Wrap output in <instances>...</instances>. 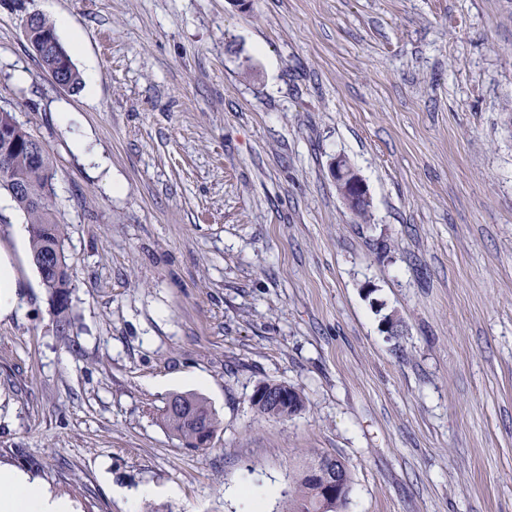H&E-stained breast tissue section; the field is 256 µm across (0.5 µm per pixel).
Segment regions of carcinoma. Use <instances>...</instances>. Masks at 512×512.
<instances>
[{
  "instance_id": "cac0c4a2",
  "label": "carcinoma",
  "mask_w": 512,
  "mask_h": 512,
  "mask_svg": "<svg viewBox=\"0 0 512 512\" xmlns=\"http://www.w3.org/2000/svg\"><path fill=\"white\" fill-rule=\"evenodd\" d=\"M18 137L11 144L0 139V191L11 195L27 218L31 259L53 308L57 331L63 335L73 329L75 316L72 304L73 269L64 249L65 229L59 222L52 204L55 177L50 154H45L43 167L37 171L29 163L27 141L31 133L24 125L17 127ZM19 181L31 183L39 200L13 193ZM160 422L179 438L182 445L192 450H204L220 427L221 421L206 398L197 393H176L170 396L162 409ZM308 469L299 470L295 490L283 501L280 512H318L316 486L307 478Z\"/></svg>"
}]
</instances>
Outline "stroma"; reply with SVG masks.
<instances>
[{
  "label": "stroma",
  "instance_id": "35a3bbf8",
  "mask_svg": "<svg viewBox=\"0 0 512 512\" xmlns=\"http://www.w3.org/2000/svg\"><path fill=\"white\" fill-rule=\"evenodd\" d=\"M32 11L73 24L79 90ZM0 107L54 162L76 316L1 192L0 465L75 512H280L327 452L343 512H512V0H0ZM263 382L304 408L260 417ZM187 391L209 449L160 423ZM35 15L36 14L32 13L26 17V22L24 25L25 36H26L27 40L29 41V43L32 44V46H33L32 48H34L37 52L49 53L48 50L53 45L52 37L46 32L37 30V28L35 27V24H34ZM37 52H35V54L39 58L41 66L45 70L46 69L45 62H47V60L45 59V57L38 54ZM332 175L336 181V188L341 197L349 210L356 216L370 203V197L361 177L353 169L348 160L341 155L337 156L334 160ZM369 208L363 210V212L357 216L362 223H367ZM12 288L15 280L7 261L0 263V315L9 313L14 308ZM160 422L185 448L204 450L221 421L206 398L197 393H176L162 409Z\"/></svg>",
  "mask_w": 512,
  "mask_h": 512
}]
</instances>
